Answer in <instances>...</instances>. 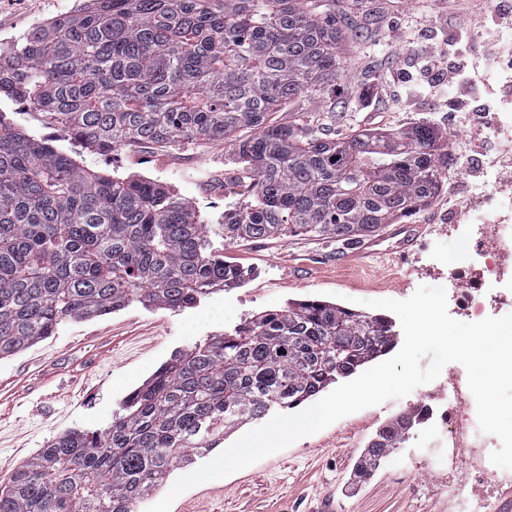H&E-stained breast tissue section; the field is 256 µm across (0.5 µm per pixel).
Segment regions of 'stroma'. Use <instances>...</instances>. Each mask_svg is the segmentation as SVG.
Listing matches in <instances>:
<instances>
[{
  "label": "stroma",
  "mask_w": 512,
  "mask_h": 512,
  "mask_svg": "<svg viewBox=\"0 0 512 512\" xmlns=\"http://www.w3.org/2000/svg\"><path fill=\"white\" fill-rule=\"evenodd\" d=\"M84 0H0V46L23 39L35 26L79 10ZM481 24L448 10V0H363L364 9L381 7L376 41L350 39L341 47L336 89L341 110L331 133L343 140L364 130H389L419 122L433 124L449 146L463 147L459 170H448V187L413 214L421 233L402 261H354L355 247L332 239L282 235L225 244L224 191L230 152L223 139L184 146L142 143L116 150L112 157L75 147L63 133L43 125L34 111L0 103L13 124L51 139L55 147L78 151L98 172L160 183L190 202L208 224L214 247L225 261L252 269L243 286L220 291L196 305L173 312L139 303L120 311L73 321L28 349L0 359V488L18 467L70 429L108 427L122 401L175 352L219 335L252 315L280 310L294 300L342 304L365 312L375 299L404 300L419 286L447 280L458 242L473 229L464 198L472 183L512 180V165L493 168L512 133L491 135L475 115L477 105L492 108L512 89L488 84L479 99H462L457 89L431 86L425 71L429 47L448 64V46L468 36L480 46L487 24L499 14L512 16V0H471ZM368 407L302 437L290 446L226 477L205 481L179 494L171 512H315L323 499L336 512H449L445 488L463 482L466 471L440 470L399 448L362 487L347 481L362 448L387 420L420 397Z\"/></svg>",
  "instance_id": "35a3bbf8"
}]
</instances>
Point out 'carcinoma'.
Returning <instances> with one entry per match:
<instances>
[{"instance_id": "carcinoma-1", "label": "carcinoma", "mask_w": 512, "mask_h": 512, "mask_svg": "<svg viewBox=\"0 0 512 512\" xmlns=\"http://www.w3.org/2000/svg\"><path fill=\"white\" fill-rule=\"evenodd\" d=\"M361 0H87L78 14L0 47V99L105 153L140 142L229 143L224 241L286 233L357 244L445 189L448 140L428 123L345 141L271 120L291 102L329 96L336 21ZM192 206L167 187L104 176L18 130L0 112V359L78 319L139 302L172 311L237 288ZM382 316L303 300L260 313L176 352L102 431L56 436L25 461L0 512H134L173 471L231 429L293 408L387 354ZM417 424L403 412L360 453L367 482Z\"/></svg>"}]
</instances>
